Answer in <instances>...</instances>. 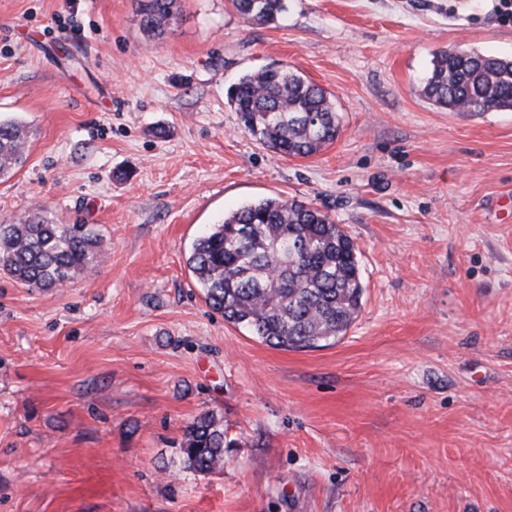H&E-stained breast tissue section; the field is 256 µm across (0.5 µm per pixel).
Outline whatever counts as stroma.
I'll return each instance as SVG.
<instances>
[{"label": "stroma", "mask_w": 512, "mask_h": 512, "mask_svg": "<svg viewBox=\"0 0 512 512\" xmlns=\"http://www.w3.org/2000/svg\"><path fill=\"white\" fill-rule=\"evenodd\" d=\"M253 25L179 0L159 40L134 0H0V121L26 122L0 223L86 224L96 270L0 274V512H512V112L422 95L436 51L512 57L495 0H287ZM285 63L325 89L336 141L289 157L228 91ZM328 213L362 309L317 349L210 309L186 256L263 198ZM224 464L183 470L185 427ZM224 423L212 413H204L190 422L180 446L183 469L207 472L224 462Z\"/></svg>", "instance_id": "1"}]
</instances>
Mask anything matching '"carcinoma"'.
Wrapping results in <instances>:
<instances>
[{
  "label": "carcinoma",
  "mask_w": 512,
  "mask_h": 512,
  "mask_svg": "<svg viewBox=\"0 0 512 512\" xmlns=\"http://www.w3.org/2000/svg\"><path fill=\"white\" fill-rule=\"evenodd\" d=\"M247 22L273 24L285 0H231ZM142 30L161 37L178 0H136ZM422 95L451 112L512 111V58L474 50L433 55ZM244 132L274 152L310 157L336 141L341 121L327 92L302 73L272 63L244 73L228 93ZM30 131L0 123V177L22 167ZM101 240L87 224H53L34 214L0 224V271L45 290L95 268ZM359 249L326 213L296 199L265 198L224 215L192 243L186 259L206 304L224 321L282 349L315 348L347 333L362 306ZM224 423L212 413L190 422L183 469L224 462Z\"/></svg>",
  "instance_id": "1"
}]
</instances>
